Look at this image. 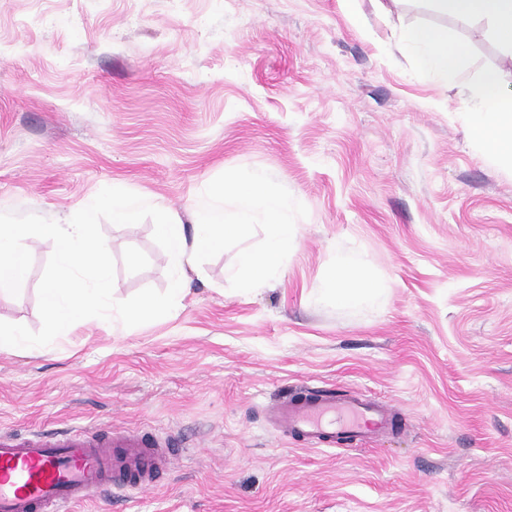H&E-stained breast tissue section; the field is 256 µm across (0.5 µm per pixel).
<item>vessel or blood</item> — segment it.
<instances>
[{"mask_svg":"<svg viewBox=\"0 0 512 512\" xmlns=\"http://www.w3.org/2000/svg\"><path fill=\"white\" fill-rule=\"evenodd\" d=\"M268 423L313 447L353 446L400 429L386 402L302 388L268 407ZM172 457L143 429L0 431V512H71L105 489L144 491Z\"/></svg>","mask_w":512,"mask_h":512,"instance_id":"b4317fda","label":"vessel or blood"}]
</instances>
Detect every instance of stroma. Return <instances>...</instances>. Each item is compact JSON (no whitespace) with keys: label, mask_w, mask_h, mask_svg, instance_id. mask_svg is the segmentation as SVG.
Returning a JSON list of instances; mask_svg holds the SVG:
<instances>
[{"label":"stroma","mask_w":512,"mask_h":512,"mask_svg":"<svg viewBox=\"0 0 512 512\" xmlns=\"http://www.w3.org/2000/svg\"><path fill=\"white\" fill-rule=\"evenodd\" d=\"M408 26L462 46L447 78L397 45ZM492 68L512 84L486 22L430 0H0V212L59 221L119 187L183 215L235 167L308 209L258 291L230 289L229 250L184 263L172 318L0 351V429L189 443L156 488L74 512H512V169L460 118ZM101 229L116 300L166 289L151 220ZM52 252L33 245L0 321L40 329ZM339 264L378 295L325 298ZM297 385L379 398L405 425L358 448L291 443L264 407Z\"/></svg>","instance_id":"stroma-1"}]
</instances>
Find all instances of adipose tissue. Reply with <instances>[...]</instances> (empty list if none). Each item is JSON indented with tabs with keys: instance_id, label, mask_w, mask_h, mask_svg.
<instances>
[{
	"instance_id": "adipose-tissue-1",
	"label": "adipose tissue",
	"mask_w": 512,
	"mask_h": 512,
	"mask_svg": "<svg viewBox=\"0 0 512 512\" xmlns=\"http://www.w3.org/2000/svg\"><path fill=\"white\" fill-rule=\"evenodd\" d=\"M444 15L458 19L486 21L504 53L512 58V0H433ZM404 44L418 47L420 69L437 78L447 77L462 54L459 45L449 42L446 31L425 26L400 32ZM476 107L466 109L463 122L474 141L492 164L512 168V87L504 83L498 70L486 71L477 91ZM376 283L357 268L333 274L327 283L329 298L356 303L376 295Z\"/></svg>"
}]
</instances>
